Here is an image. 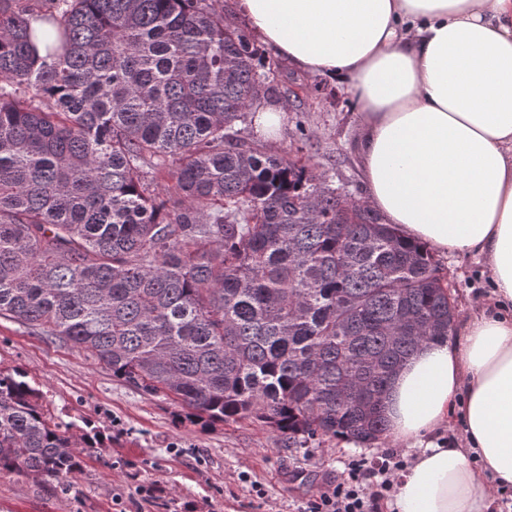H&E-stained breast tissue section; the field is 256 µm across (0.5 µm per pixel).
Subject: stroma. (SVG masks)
<instances>
[{"mask_svg": "<svg viewBox=\"0 0 512 512\" xmlns=\"http://www.w3.org/2000/svg\"><path fill=\"white\" fill-rule=\"evenodd\" d=\"M278 88L294 91L275 149L309 155L342 193L363 198L353 94L341 83L281 64ZM457 320L489 294L483 258L439 254ZM21 369L44 410L73 434L99 428L105 448L61 480L0 470V512H302L309 499L346 473L351 460L412 451L394 440L361 447L330 439L289 448L277 431L249 419L203 428L179 421L177 407L122 380L77 349L0 318V370ZM263 496H256L254 486Z\"/></svg>", "mask_w": 512, "mask_h": 512, "instance_id": "1", "label": "stroma"}]
</instances>
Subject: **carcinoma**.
Instances as JSON below:
<instances>
[{"mask_svg": "<svg viewBox=\"0 0 512 512\" xmlns=\"http://www.w3.org/2000/svg\"><path fill=\"white\" fill-rule=\"evenodd\" d=\"M217 2L0 0V317L204 425L377 444L448 283L310 158L242 139L278 63ZM38 399L0 370V470L62 479L102 436Z\"/></svg>", "mask_w": 512, "mask_h": 512, "instance_id": "1", "label": "carcinoma"}]
</instances>
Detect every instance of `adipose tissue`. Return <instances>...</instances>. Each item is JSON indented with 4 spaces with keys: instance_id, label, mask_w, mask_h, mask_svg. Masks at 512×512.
<instances>
[{
    "instance_id": "adipose-tissue-1",
    "label": "adipose tissue",
    "mask_w": 512,
    "mask_h": 512,
    "mask_svg": "<svg viewBox=\"0 0 512 512\" xmlns=\"http://www.w3.org/2000/svg\"><path fill=\"white\" fill-rule=\"evenodd\" d=\"M296 69L358 104L367 203L443 252L483 256L492 298L411 356L384 395L415 448L391 512H493L512 487V0H237ZM460 426L465 444L435 434Z\"/></svg>"
}]
</instances>
